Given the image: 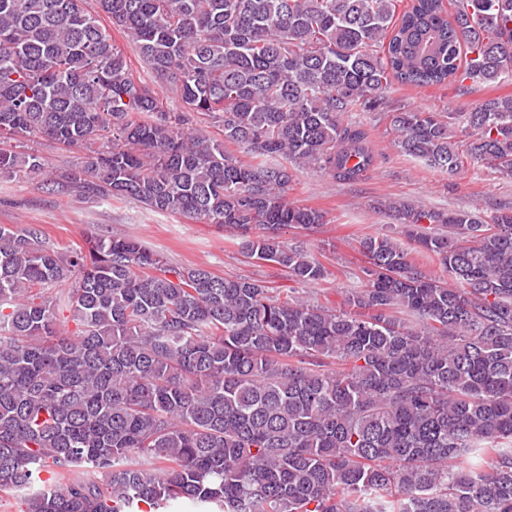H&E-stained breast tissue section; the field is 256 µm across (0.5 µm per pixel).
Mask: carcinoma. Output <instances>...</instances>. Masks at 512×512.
Returning <instances> with one entry per match:
<instances>
[{"label": "carcinoma", "instance_id": "cac0c4a2", "mask_svg": "<svg viewBox=\"0 0 512 512\" xmlns=\"http://www.w3.org/2000/svg\"><path fill=\"white\" fill-rule=\"evenodd\" d=\"M86 4L0 0V178L221 224L303 285L326 268L279 231L324 214L286 200L293 170L374 164L343 113H384L403 153L453 174L457 113L392 86L512 72V0H449L451 20L444 0H97L150 83ZM462 117L467 154L512 176V97ZM33 137L82 165L49 168ZM383 208L448 279L367 235L341 310L135 237L59 251L1 224L0 492L24 512H512V209ZM100 20L107 28H109L114 43L123 49L130 71L134 78L149 80L151 74L147 70L146 66L140 61L134 44L129 42L122 32L113 29L108 18L104 14H102Z\"/></svg>", "mask_w": 512, "mask_h": 512}]
</instances>
